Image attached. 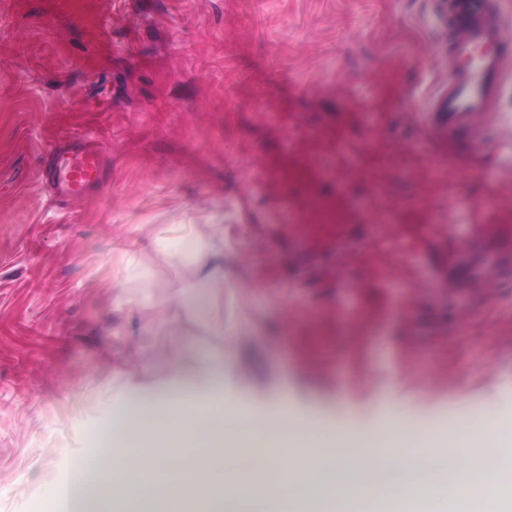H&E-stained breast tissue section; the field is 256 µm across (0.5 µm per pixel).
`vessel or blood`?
Returning <instances> with one entry per match:
<instances>
[{
	"instance_id": "obj_1",
	"label": "vessel or blood",
	"mask_w": 512,
	"mask_h": 512,
	"mask_svg": "<svg viewBox=\"0 0 512 512\" xmlns=\"http://www.w3.org/2000/svg\"><path fill=\"white\" fill-rule=\"evenodd\" d=\"M448 38V84L424 115L426 135L470 150L498 139L512 148V128L496 120L494 105L508 68L512 67V39L506 35L503 13L495 0H451ZM60 195L80 198L101 177V151L92 142L81 143L72 157L51 156L42 172ZM512 268V227L503 226L493 245L474 233L466 246L438 270L440 291L457 293L483 284L490 271Z\"/></svg>"
}]
</instances>
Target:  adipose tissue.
Listing matches in <instances>:
<instances>
[{
	"mask_svg": "<svg viewBox=\"0 0 512 512\" xmlns=\"http://www.w3.org/2000/svg\"><path fill=\"white\" fill-rule=\"evenodd\" d=\"M196 392L203 402L191 401ZM95 441L96 480L73 478L78 512H321L337 495L347 512H361L381 486L398 499L429 497L432 484L407 487L395 477L397 460L425 453L443 474L452 460L468 464L451 483L453 512H512L511 422L478 419L444 439L398 425L369 438L301 425L286 412L262 425L228 410L218 354L175 361L162 384L131 387L118 420ZM280 448L296 468L284 469Z\"/></svg>",
	"mask_w": 512,
	"mask_h": 512,
	"instance_id": "ef3b65f1",
	"label": "adipose tissue"
}]
</instances>
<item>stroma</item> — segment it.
<instances>
[{
	"label": "stroma",
	"instance_id": "1",
	"mask_svg": "<svg viewBox=\"0 0 512 512\" xmlns=\"http://www.w3.org/2000/svg\"><path fill=\"white\" fill-rule=\"evenodd\" d=\"M446 0H0V512L71 482L132 385L223 351L232 408L359 433L512 420V275L440 293L512 225L495 149L429 141ZM85 136L103 180L44 203ZM202 238L224 284L183 310ZM147 303L130 306L133 295ZM222 324L223 337L212 334Z\"/></svg>",
	"mask_w": 512,
	"mask_h": 512
}]
</instances>
